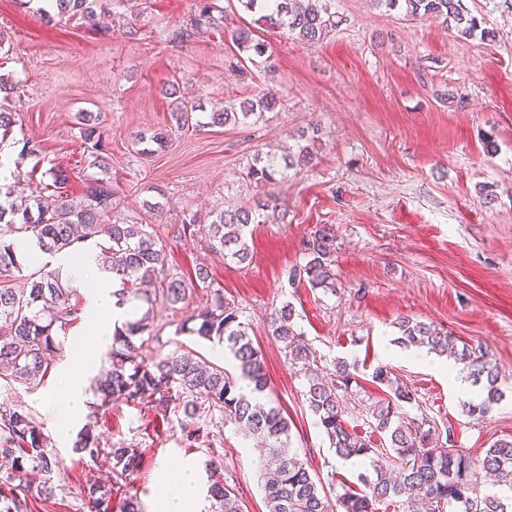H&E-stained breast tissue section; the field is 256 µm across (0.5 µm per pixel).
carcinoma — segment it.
Instances as JSON below:
<instances>
[{"instance_id":"carcinoma-1","label":"carcinoma","mask_w":512,"mask_h":512,"mask_svg":"<svg viewBox=\"0 0 512 512\" xmlns=\"http://www.w3.org/2000/svg\"><path fill=\"white\" fill-rule=\"evenodd\" d=\"M126 0H55V13L39 7L36 13L49 21L79 19L98 26L106 17L123 18L120 9ZM197 12L185 25L167 33L168 40L189 42L208 32L224 29V8L215 0H198ZM245 11L256 15L255 22L268 28L284 29L297 39L315 43L336 30L341 18L332 11L334 0H238ZM388 10H402L413 18H436L462 37H480L492 42L496 33L480 26L478 19L462 6V0H374ZM238 50V69L244 62H261L273 68L265 44L256 40L250 28L231 34ZM15 83L0 77V148L12 133L13 117L4 102L13 97ZM281 96L268 91L255 99H244L212 107L206 111L198 100L182 99L172 112L176 128L224 127L231 123L254 126L267 112H278ZM82 143L93 157L92 166L106 168L105 130L92 112L79 113ZM169 131L156 130L138 136L141 153L162 148ZM315 139L300 136L288 154H256L246 177L259 185L277 182V177L314 159ZM52 183L30 197L17 195L15 184L0 182V224L20 235L17 240L0 238V322L8 328L0 335V366L10 371L9 380L34 387L41 384L62 351V338L76 319L71 303L74 288L61 272L39 270L26 286L15 288L11 278L22 270L19 260L27 253L20 242L44 254L78 256L83 244L99 236L108 238L99 245L101 269L115 275L112 291L115 307L135 303V309L114 328L108 352L109 370L104 380L94 383L96 402L93 415L122 403L141 406L162 418L171 410L182 409L181 432L194 443L204 433L201 418L218 413L239 425L244 433L268 446L262 461L263 491L267 512H378L379 506H392L396 500L421 496L424 512H512V497L483 494L478 475L493 476L497 485L512 491V440L500 439L484 456L473 460L455 447L451 433L440 439L438 427L428 417L415 422L401 411L413 400L411 391L394 382L379 366L373 378L388 386L389 394L376 402L370 417L374 429L386 438V447L374 448L364 437L348 428L341 402L349 394L355 376L350 364L338 361L327 370L308 378L306 402L317 418V425L342 460L355 457L372 459L371 474L359 476L364 489H349L336 495L331 505L323 484L309 472L307 463L290 447V425L281 408L268 399V377L262 353L255 347L239 311L224 300V293L210 292L197 313L181 323L179 331L224 345L236 361L238 373L209 362L193 353L174 351L164 356H147L148 342L156 337L153 305L161 299L173 307L187 309L194 303L195 288L207 285L209 272L200 267L195 278H186L168 268L167 246L155 237L152 225L108 224L113 208L109 184L91 178L83 195L71 199L64 194L68 171H50ZM157 201H143L146 213L162 214L169 205L163 189L156 187ZM277 205L270 199H257L235 209L211 211L205 216L187 213L178 230L179 238L196 241L204 235L205 246L224 253L238 264L251 260L245 231L252 224L265 222ZM333 234L324 226L307 242L308 260L285 272L289 287L306 283L313 288L336 291L332 259ZM271 335L283 345L292 365L307 370L317 363L304 333L295 322V309L285 302L271 314ZM395 343L404 347L424 346L438 355H447L463 366L485 397L480 403H463L470 416H484L502 397L499 372L482 350L457 347L453 337L431 324L403 318L397 323ZM74 451L90 462L110 467L107 485L89 482L81 495L87 512H143L137 496L130 493L141 467L142 453L122 443L101 446L96 422L89 421L77 433ZM0 454L11 459L12 472L0 479V512H29V502L48 501L54 496L52 474L57 459L47 446L42 428L31 414L16 404H0ZM22 490L18 495L16 490ZM209 497L218 505L216 512H243L230 481H214Z\"/></svg>"}]
</instances>
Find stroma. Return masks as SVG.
Listing matches in <instances>:
<instances>
[{
  "instance_id": "1",
  "label": "stroma",
  "mask_w": 512,
  "mask_h": 512,
  "mask_svg": "<svg viewBox=\"0 0 512 512\" xmlns=\"http://www.w3.org/2000/svg\"><path fill=\"white\" fill-rule=\"evenodd\" d=\"M463 3L495 31L494 41L458 36L373 0H336L341 23L315 44L256 24L238 0H218L223 31L167 44L158 42L157 30L188 22L197 0H131L125 19L99 31L76 20L48 22L20 0H0L7 43L0 74L19 84L11 142L0 148L6 171L40 188L50 168L69 170L74 198L88 176L102 174L114 192L113 217L126 223L139 219L151 188L164 189L169 210L152 224L169 265L187 274L207 267L211 286L239 308L264 359L267 395L290 421L292 448L335 494L359 490L361 468L336 456L308 408L304 371L290 366L269 331L270 314L286 301L323 365L356 364L344 419L373 447L381 436L371 432L367 411L385 395L372 379L380 366L413 395L405 417L433 419L465 454L477 458L497 440L512 439V0ZM247 26L276 59V74L257 65L244 75L229 71V32ZM174 82L208 107L266 89L278 91L284 105L254 128L176 131L166 94ZM82 112L98 113L108 135L107 172H98L83 150ZM159 128L172 131L167 146L139 155L135 134ZM312 128L318 131L312 166L272 185L278 216L249 228L252 262L239 265L177 239L184 213L251 202L256 187L246 171L254 154H283L297 133ZM28 139L40 142V154L22 155ZM484 187L492 202L481 196ZM326 224L335 234L337 292L290 288L286 270L305 263L306 241ZM154 315L162 330L150 353L178 349L223 364V345L178 332L182 312L160 302ZM405 316L488 352L502 391L489 413L466 415L457 376L417 364L395 345L396 324ZM68 359L61 353L37 389L0 383V403L24 406L58 460L54 497L31 504V512H84L81 485L98 475L71 443L51 436L48 398ZM180 419L177 412L164 421L122 404L98 420L103 445L142 450L134 488L143 506L158 492L162 460L195 467L204 488L211 460L218 473L232 475L244 512H266L254 440L228 422L210 426L189 448Z\"/></svg>"
}]
</instances>
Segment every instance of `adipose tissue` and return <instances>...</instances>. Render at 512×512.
<instances>
[{"instance_id":"ef3b65f1","label":"adipose tissue","mask_w":512,"mask_h":512,"mask_svg":"<svg viewBox=\"0 0 512 512\" xmlns=\"http://www.w3.org/2000/svg\"><path fill=\"white\" fill-rule=\"evenodd\" d=\"M62 271L72 285L84 289L87 310L92 325L83 339L70 352V363L61 375L63 399L55 407L53 433L57 438H68L73 424L87 408L88 397L84 374L97 352L112 343L114 323L112 310V276L100 269L94 252H83L77 263H64ZM161 493L154 512H196L199 491L197 472L190 467L174 468L168 464L158 467Z\"/></svg>"}]
</instances>
